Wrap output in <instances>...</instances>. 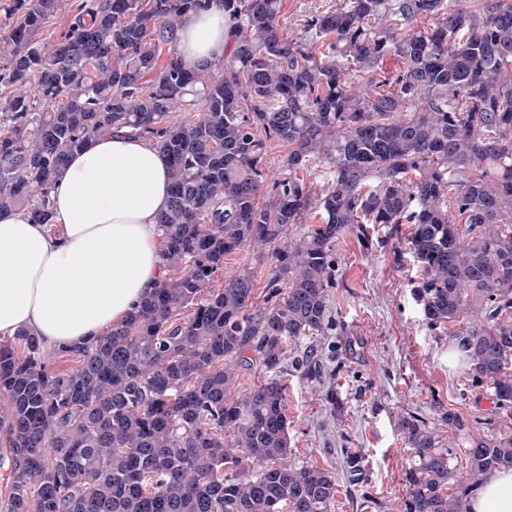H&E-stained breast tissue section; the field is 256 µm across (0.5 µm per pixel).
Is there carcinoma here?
<instances>
[{
  "mask_svg": "<svg viewBox=\"0 0 512 512\" xmlns=\"http://www.w3.org/2000/svg\"><path fill=\"white\" fill-rule=\"evenodd\" d=\"M59 2L0 0V214L46 221L68 154L124 130L169 159L166 276L90 346L0 342V512H332V473L288 462L282 374L289 345L338 335L336 246L370 245V224L421 269L426 326L452 328L467 381L512 418V0H336L294 37L283 0H76L43 38ZM215 3L229 48L190 66L175 31ZM242 248L274 263L261 302L251 271L215 284ZM255 366L266 379L232 394ZM292 368L324 371L314 349ZM398 426L401 512H469L512 468V435L471 439L460 476L423 421Z\"/></svg>",
  "mask_w": 512,
  "mask_h": 512,
  "instance_id": "cac0c4a2",
  "label": "carcinoma"
}]
</instances>
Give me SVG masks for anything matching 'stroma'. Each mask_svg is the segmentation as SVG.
Instances as JSON below:
<instances>
[{"mask_svg": "<svg viewBox=\"0 0 512 512\" xmlns=\"http://www.w3.org/2000/svg\"><path fill=\"white\" fill-rule=\"evenodd\" d=\"M371 235L372 248L352 236L337 247L338 285L331 295L344 325L337 339L342 370L336 379L313 383L293 371L286 377L288 460L334 474L333 512H399L411 456L398 429L403 416L415 415L439 434L451 465L461 472L478 420L495 414L489 393L469 386L463 359L449 360L454 344L447 332L424 325L408 285L419 273L412 258H399L396 240L381 225H372ZM332 385L341 399L336 406L325 397ZM452 413L465 421L466 431L449 430ZM347 449L364 457L360 481H350L345 472Z\"/></svg>", "mask_w": 512, "mask_h": 512, "instance_id": "obj_1", "label": "stroma"}]
</instances>
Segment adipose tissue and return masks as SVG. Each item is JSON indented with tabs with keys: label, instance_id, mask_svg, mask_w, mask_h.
I'll return each instance as SVG.
<instances>
[{
	"label": "adipose tissue",
	"instance_id": "1",
	"mask_svg": "<svg viewBox=\"0 0 512 512\" xmlns=\"http://www.w3.org/2000/svg\"><path fill=\"white\" fill-rule=\"evenodd\" d=\"M224 12L187 14L176 50L195 66L224 54ZM169 161L149 141L108 131L74 152L51 193L50 223L0 216V341L26 330L45 346L95 341L165 274L157 223ZM470 512H512V470L490 474Z\"/></svg>",
	"mask_w": 512,
	"mask_h": 512
}]
</instances>
